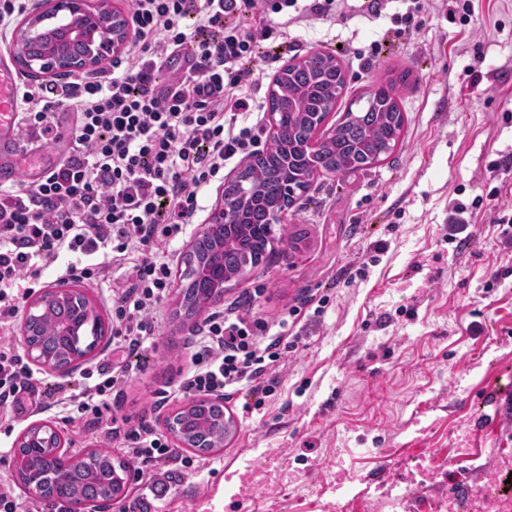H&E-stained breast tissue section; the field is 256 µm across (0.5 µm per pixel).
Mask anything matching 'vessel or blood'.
I'll return each mask as SVG.
<instances>
[{"label": "vessel or blood", "instance_id": "b4317fda", "mask_svg": "<svg viewBox=\"0 0 512 512\" xmlns=\"http://www.w3.org/2000/svg\"><path fill=\"white\" fill-rule=\"evenodd\" d=\"M17 75L8 65H0V181H25L28 186L42 182L56 165L55 156L44 150L20 146L17 121Z\"/></svg>", "mask_w": 512, "mask_h": 512}]
</instances>
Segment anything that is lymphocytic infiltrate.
<instances>
[{
  "label": "lymphocytic infiltrate",
  "mask_w": 512,
  "mask_h": 512,
  "mask_svg": "<svg viewBox=\"0 0 512 512\" xmlns=\"http://www.w3.org/2000/svg\"><path fill=\"white\" fill-rule=\"evenodd\" d=\"M295 6L319 16L337 9L336 0H129L133 47L113 59L111 70L74 77L51 92L20 85V129L38 146L60 140L57 110L74 112L75 124L67 153L41 183L0 190V327L12 324L33 282L61 255L76 258L65 269L70 277L94 283L117 265L128 281L112 292L121 361L97 362L96 383L62 396L61 409L99 425L98 398L119 392L128 358L154 345L152 313L170 288V244L185 234L201 192L220 178L225 161L248 156L258 139L256 125L238 122L250 107L243 91L255 84L240 63L257 42L287 28ZM243 19L248 27H240ZM187 48L193 59L175 93L155 94L162 66ZM296 348L261 320L212 315L182 390H243L262 405L276 391V368ZM38 394L19 347L1 343L0 407L24 413ZM112 435L140 469L161 459L187 473L197 468L149 428L116 426Z\"/></svg>",
  "instance_id": "lymphocytic-infiltrate-1"
}]
</instances>
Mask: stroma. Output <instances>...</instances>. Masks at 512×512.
I'll return each mask as SVG.
<instances>
[{
    "label": "stroma",
    "instance_id": "1",
    "mask_svg": "<svg viewBox=\"0 0 512 512\" xmlns=\"http://www.w3.org/2000/svg\"><path fill=\"white\" fill-rule=\"evenodd\" d=\"M387 0L349 19L290 23V47L263 41L253 99L290 58L336 55L349 79L326 124L365 104L381 83L408 72L395 95L404 113L390 156L371 169L321 173L281 217L284 241L267 261L224 285V300L184 317L179 289L158 310L153 349L132 370L104 421L166 432L186 404L177 390L191 370L195 333L215 311L257 295L255 315L272 332L301 337L262 406L225 397L236 430L200 457L195 472L170 460L137 469L119 441L59 410H0V485L25 512H52L25 491L13 466L18 436L52 422L70 454L108 447L127 464L124 497L105 512H136L151 481L166 483L154 512H446L484 488L503 493L512 476V395L498 419L478 398L512 386V0ZM462 206L466 243L449 238ZM327 298L323 313L313 304ZM301 312L280 329L292 307Z\"/></svg>",
    "mask_w": 512,
    "mask_h": 512
}]
</instances>
